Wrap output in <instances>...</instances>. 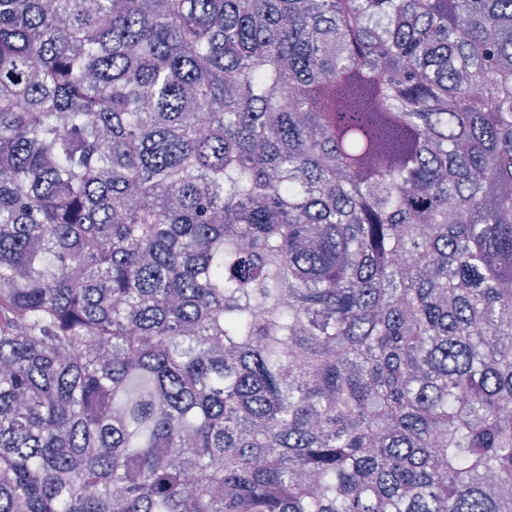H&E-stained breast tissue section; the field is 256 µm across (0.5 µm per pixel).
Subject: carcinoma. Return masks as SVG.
Wrapping results in <instances>:
<instances>
[{
  "instance_id": "1",
  "label": "carcinoma",
  "mask_w": 512,
  "mask_h": 512,
  "mask_svg": "<svg viewBox=\"0 0 512 512\" xmlns=\"http://www.w3.org/2000/svg\"><path fill=\"white\" fill-rule=\"evenodd\" d=\"M0 512H512V0H0Z\"/></svg>"
}]
</instances>
